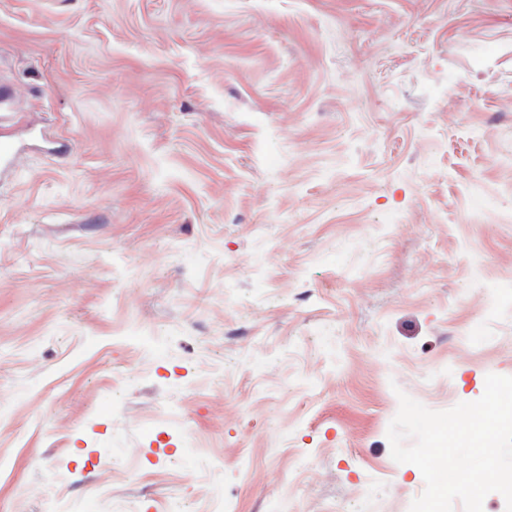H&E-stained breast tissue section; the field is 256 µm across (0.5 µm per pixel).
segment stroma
<instances>
[{
  "label": "stroma",
  "instance_id": "1",
  "mask_svg": "<svg viewBox=\"0 0 512 512\" xmlns=\"http://www.w3.org/2000/svg\"><path fill=\"white\" fill-rule=\"evenodd\" d=\"M0 81V512H409L397 391L512 376V0H0Z\"/></svg>",
  "mask_w": 512,
  "mask_h": 512
}]
</instances>
